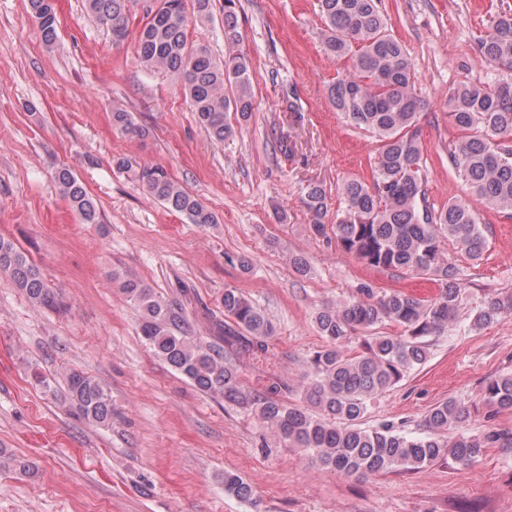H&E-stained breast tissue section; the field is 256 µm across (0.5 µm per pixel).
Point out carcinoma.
<instances>
[{
	"label": "carcinoma",
	"mask_w": 512,
	"mask_h": 512,
	"mask_svg": "<svg viewBox=\"0 0 512 512\" xmlns=\"http://www.w3.org/2000/svg\"><path fill=\"white\" fill-rule=\"evenodd\" d=\"M131 0H85L87 12L112 33L118 44L128 34ZM137 34V58L147 70H161L178 79L191 111L210 138L229 139L234 129L227 120L233 112L246 119L252 112L251 63L242 52L224 60L213 58L204 44L187 38L184 0H150ZM327 54L348 62L347 73L328 87L336 110L354 127L378 137L379 148L371 181L346 179L341 184L344 206L336 214L332 232L344 251L370 267L429 275L438 294L424 300L404 292L374 294L368 300L325 305L316 314L324 339L309 360L302 403L286 404L243 388L239 380L240 352L256 355L268 350L275 328L269 317L247 296L224 290V317L243 336H227V347L206 344L190 336L185 308L149 285L119 278L122 293L139 311L140 334L154 354L196 387L214 398L248 407L284 442L300 448L329 470L357 479L399 471H414L451 456L468 468L485 448L512 439L499 434L467 435L457 429L469 420V411L449 399L434 407L425 419L426 434L412 437L391 425L363 426L366 401L398 383L427 358L425 338L448 329L458 314L464 293L457 268L443 254L445 241H454L473 260L481 258L486 239L474 213L463 201L435 209L426 198L422 168L423 145L418 122L425 108L416 94L412 64L405 46L388 32L381 0H317ZM42 39L57 37L53 0H29ZM235 0H224V40L239 41ZM488 31L477 41L485 79L461 84L448 98L449 117L462 135L448 149L449 162L473 192L492 210L512 217V8L488 17ZM112 127L122 135L144 139L149 129L133 113L112 109ZM116 167L134 171L135 180L151 198L169 210L187 216L193 224H217L218 217L175 181L161 165L132 169L123 157ZM62 197L85 224L99 223V211L81 182L67 167L57 170ZM312 217V230L327 236L322 224L328 197L322 184L302 186ZM9 275L30 303L38 308L58 305L38 266L11 240L0 237V273ZM512 312V292H488L472 318L483 328ZM385 320L405 328L400 336L374 332ZM358 331L362 352L347 354L345 343ZM64 401L79 419L112 424V397L93 376L67 373ZM484 398L494 411L512 409V374L498 375L484 385ZM224 490L257 504L251 487L232 472L224 473Z\"/></svg>",
	"instance_id": "1"
}]
</instances>
